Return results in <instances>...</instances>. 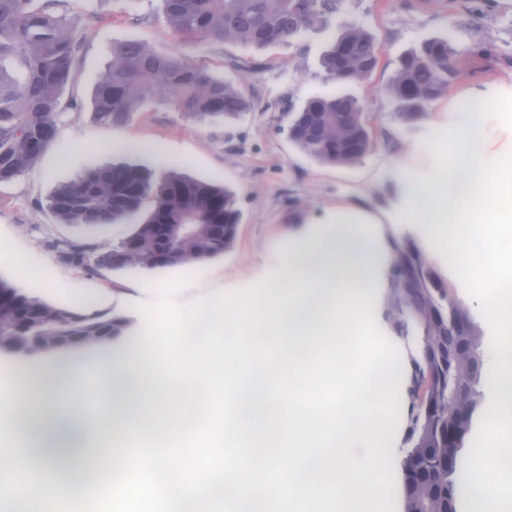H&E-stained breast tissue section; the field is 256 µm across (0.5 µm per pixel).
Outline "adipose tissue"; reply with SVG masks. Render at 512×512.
Wrapping results in <instances>:
<instances>
[{
    "instance_id": "adipose-tissue-1",
    "label": "adipose tissue",
    "mask_w": 512,
    "mask_h": 512,
    "mask_svg": "<svg viewBox=\"0 0 512 512\" xmlns=\"http://www.w3.org/2000/svg\"><path fill=\"white\" fill-rule=\"evenodd\" d=\"M428 141L397 157L391 210L375 211L354 201L341 202L317 227L289 246L281 272L266 294L277 300L274 328L287 352L300 351L328 327L338 304L350 297L375 300L386 287L391 255L372 239L375 224H422L426 236L447 253L462 287L485 289V306L497 327V365L485 378L492 398L490 422L506 435L512 424L501 419L496 400L512 386V253L491 248L490 240L512 236V138L501 146L492 128L512 134V72L468 79L453 100L429 108ZM82 360L69 362L66 387L14 378L0 393V416H9L10 441L0 455L11 459L0 471V507L24 501L27 512H67L74 483L70 470L88 471L101 449L128 444L135 433L154 436L172 427L173 390L157 371L144 336L130 339L111 357L95 360L99 379L111 386L106 404L88 410L77 392L84 378ZM495 444L478 449L467 486L474 503L501 512L495 484L480 475L498 468Z\"/></svg>"
}]
</instances>
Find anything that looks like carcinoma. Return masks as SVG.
I'll return each instance as SVG.
<instances>
[{"label": "carcinoma", "mask_w": 512, "mask_h": 512, "mask_svg": "<svg viewBox=\"0 0 512 512\" xmlns=\"http://www.w3.org/2000/svg\"><path fill=\"white\" fill-rule=\"evenodd\" d=\"M68 0H0V183L32 169L55 142L61 92L78 66L86 33L68 18ZM170 31L183 39L270 47L298 37L338 10V0H160ZM379 46L362 26L340 31L322 67L336 93L307 100L294 112L289 138L326 164L350 165L372 148L358 100L343 87L366 80ZM457 74L451 38H433L405 52L387 94L398 116L418 119ZM156 98L201 122L232 119L250 101L230 81L175 53L145 43H112L92 96L96 120L117 124ZM48 208L62 224L99 226L138 218L117 244L64 241L59 260L82 270L174 268L224 255L241 213L230 189L173 170L160 179L138 164L112 165L53 192ZM163 224H194L192 237L169 241ZM390 311L401 329L421 331L412 358L401 462L405 512H458L466 487L467 437L488 406L482 390L483 337L468 310L434 284L428 258L412 244L395 246L388 273ZM29 320V344L57 349L63 336H122L127 320L87 309L51 306L0 279V350L20 351L18 314Z\"/></svg>", "instance_id": "obj_1"}]
</instances>
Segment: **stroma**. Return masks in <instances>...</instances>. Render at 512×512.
Listing matches in <instances>:
<instances>
[{"label": "stroma", "mask_w": 512, "mask_h": 512, "mask_svg": "<svg viewBox=\"0 0 512 512\" xmlns=\"http://www.w3.org/2000/svg\"><path fill=\"white\" fill-rule=\"evenodd\" d=\"M465 6L466 0H340L338 12L322 25L258 49L224 41H178L164 24L159 0H69V17L87 33L83 59L62 95L66 111L55 142L36 166L0 184V278L54 306L91 301L94 311L124 317L130 336L143 325L138 304L156 301L155 283L172 273L194 276V284L183 294L187 300L258 282L271 284L294 237L337 203L360 200L375 209L388 208V165L428 136L423 120L395 114L385 92L404 52L426 39L448 36L466 61L460 78L512 71V0H494L492 10L475 20ZM350 25L365 27L381 48L376 70L352 88L370 120L375 145L356 164H322L294 146L288 126L293 108L309 98L335 93L336 85L321 60L334 35ZM127 40L184 56L235 82L251 100V110L209 124L158 99L123 123L96 121L89 106L92 91L113 42ZM480 47L486 49V57H476ZM243 61L250 68L244 77L236 68ZM74 100L81 102V109L71 108ZM122 163L146 165L157 177L177 170L234 191L241 222L231 249L222 257L175 272L131 267L95 273L62 264L56 242L87 239L109 246L117 243L126 227L84 229L59 223L47 207L48 197L84 171ZM427 256L451 297L468 308L484 340L486 366L495 365L497 331L484 314L478 290L459 287L451 267L435 251ZM387 300V289H378L375 319L407 366L418 348V333L395 326ZM65 361L60 351L34 356L0 351V391L8 390L14 375L22 371L45 369L50 380L62 384Z\"/></svg>", "instance_id": "stroma-1"}]
</instances>
